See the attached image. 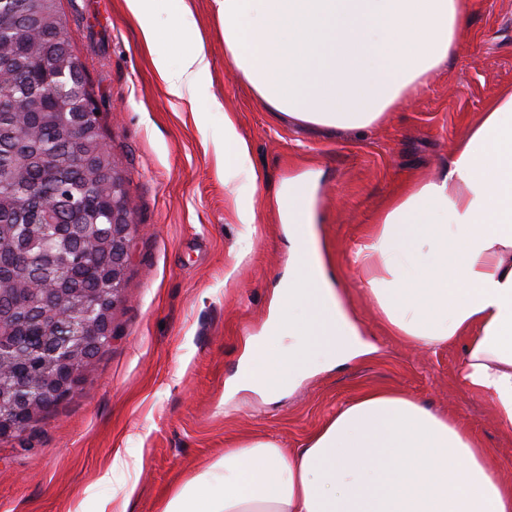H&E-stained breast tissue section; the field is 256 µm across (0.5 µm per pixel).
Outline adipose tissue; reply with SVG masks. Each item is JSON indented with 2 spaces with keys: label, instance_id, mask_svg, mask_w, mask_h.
<instances>
[{
  "label": "adipose tissue",
  "instance_id": "obj_1",
  "mask_svg": "<svg viewBox=\"0 0 512 512\" xmlns=\"http://www.w3.org/2000/svg\"><path fill=\"white\" fill-rule=\"evenodd\" d=\"M229 66L267 111L364 132L427 86L459 49L469 0H215ZM166 93L208 91L201 40L178 65L157 50L153 0H124ZM225 168L262 179L224 120ZM309 170L275 202L292 270L235 383L277 395L300 379L377 354L325 272ZM364 290L389 332L427 348L461 344L458 377L512 429V91L493 96L457 141L443 178L411 183L356 253ZM221 493H213V483ZM161 512H512V483L462 421L393 391H369L302 447L252 440L225 449Z\"/></svg>",
  "mask_w": 512,
  "mask_h": 512
}]
</instances>
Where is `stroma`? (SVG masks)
Wrapping results in <instances>:
<instances>
[{
	"instance_id": "35a3bbf8",
	"label": "stroma",
	"mask_w": 512,
	"mask_h": 512,
	"mask_svg": "<svg viewBox=\"0 0 512 512\" xmlns=\"http://www.w3.org/2000/svg\"><path fill=\"white\" fill-rule=\"evenodd\" d=\"M123 0H60L73 50L138 226L112 341L73 397L25 432L0 438V512H159L183 482L245 438L298 448L369 389H392L463 416L512 479V431L457 379V345L424 349L391 336L353 264L406 179H439L452 144L490 97L512 89V0H472L460 51L427 87L366 133L300 127L266 112L224 61L215 0H188L221 110L168 98ZM233 115L266 184L225 178ZM320 169L327 270L378 354L302 379L271 398L230 390L250 337L288 276V227L270 194ZM257 223H241L237 202ZM126 464L110 470L114 453Z\"/></svg>"
}]
</instances>
